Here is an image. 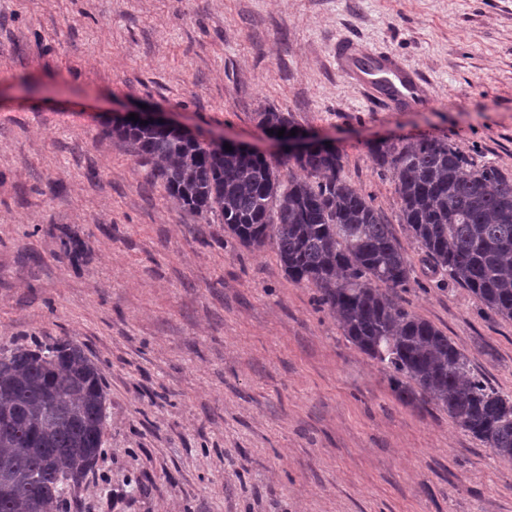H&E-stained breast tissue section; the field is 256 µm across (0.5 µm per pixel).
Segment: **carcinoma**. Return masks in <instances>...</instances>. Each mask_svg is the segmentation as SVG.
I'll return each instance as SVG.
<instances>
[{
    "instance_id": "carcinoma-1",
    "label": "carcinoma",
    "mask_w": 512,
    "mask_h": 512,
    "mask_svg": "<svg viewBox=\"0 0 512 512\" xmlns=\"http://www.w3.org/2000/svg\"><path fill=\"white\" fill-rule=\"evenodd\" d=\"M271 133L295 129L288 112L257 113ZM180 207L221 218L246 246L272 244L285 273L320 293L344 335L387 368L402 399L421 395L501 458L512 460V397L474 373L441 330L405 309L410 264L371 198L344 174L337 149L294 158L300 179L261 155L193 141L178 130L120 126ZM406 226L435 271L512 319V175L476 164L454 144L379 142ZM107 393L98 365L72 340L0 349V512H48L101 452Z\"/></svg>"
}]
</instances>
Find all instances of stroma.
Returning a JSON list of instances; mask_svg holds the SVG:
<instances>
[{
    "label": "stroma",
    "instance_id": "35a3bbf8",
    "mask_svg": "<svg viewBox=\"0 0 512 512\" xmlns=\"http://www.w3.org/2000/svg\"><path fill=\"white\" fill-rule=\"evenodd\" d=\"M343 41L436 104L380 106ZM143 106L283 174L258 112L335 145L410 264L399 302L512 395V320L431 272L369 154L426 136L512 174V0H0V347L74 340L107 393L68 512H512V460L399 399L272 245L168 198L112 133ZM257 118L259 126L274 134L281 128H285V134H290L291 130L296 129L293 116L288 112L265 110L258 112Z\"/></svg>",
    "mask_w": 512,
    "mask_h": 512
}]
</instances>
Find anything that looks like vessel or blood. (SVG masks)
I'll list each match as a JSON object with an SVG mask.
<instances>
[{"label": "vessel or blood", "instance_id": "obj_1", "mask_svg": "<svg viewBox=\"0 0 512 512\" xmlns=\"http://www.w3.org/2000/svg\"><path fill=\"white\" fill-rule=\"evenodd\" d=\"M336 58L347 75L368 86L381 88V101L391 108L433 100L422 80L398 59L374 55L350 42L339 45Z\"/></svg>", "mask_w": 512, "mask_h": 512}]
</instances>
